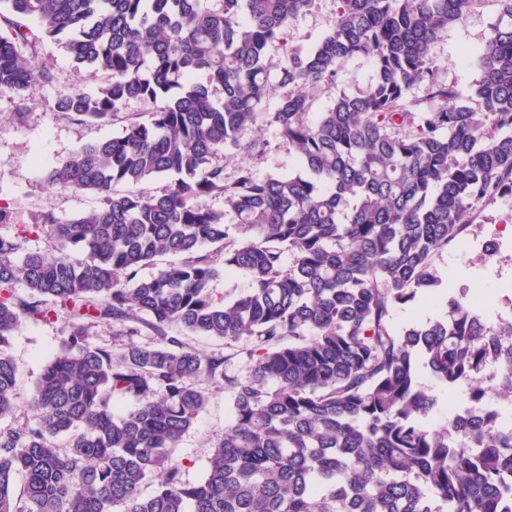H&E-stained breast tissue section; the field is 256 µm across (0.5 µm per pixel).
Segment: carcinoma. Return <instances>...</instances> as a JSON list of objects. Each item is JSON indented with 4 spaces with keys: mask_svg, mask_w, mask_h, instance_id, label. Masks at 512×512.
I'll list each match as a JSON object with an SVG mask.
<instances>
[{
    "mask_svg": "<svg viewBox=\"0 0 512 512\" xmlns=\"http://www.w3.org/2000/svg\"><path fill=\"white\" fill-rule=\"evenodd\" d=\"M220 2L0 0V96L52 82L35 66L47 40L101 77L60 91L54 111L102 125L130 100L157 104L43 170L46 188L89 192L97 207L41 210L0 233V418L19 409L13 333L68 322L24 424L0 427V512H512V425L496 414L470 433L451 416L428 424L437 399L420 382L426 371L464 384L475 404L492 368L512 405V321L491 329L449 294L443 318L392 322L438 292L434 256L477 209L512 197V0H498L465 102L430 50L474 0H336L307 50L289 29L314 0ZM355 57L371 64L369 85L308 120L314 90L336 86ZM423 82L441 106L413 112ZM260 121L298 171L259 179L241 162L226 182L224 154L263 151L242 141ZM156 177L169 180L162 194L140 189ZM216 195L222 211L207 204ZM33 236L52 246L30 249ZM166 255L181 260L139 276ZM236 270L248 292L216 301L212 282ZM100 324L122 326L119 352L91 341ZM173 325L248 338L246 375L225 374L223 353L169 335ZM143 326L152 336L137 341ZM205 381L224 382L232 409L189 481L173 453L206 407ZM117 398L134 406L117 413Z\"/></svg>",
    "mask_w": 512,
    "mask_h": 512,
    "instance_id": "obj_1",
    "label": "carcinoma"
}]
</instances>
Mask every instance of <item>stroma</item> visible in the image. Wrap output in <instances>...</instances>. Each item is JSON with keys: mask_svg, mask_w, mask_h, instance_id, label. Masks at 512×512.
Wrapping results in <instances>:
<instances>
[{"mask_svg": "<svg viewBox=\"0 0 512 512\" xmlns=\"http://www.w3.org/2000/svg\"><path fill=\"white\" fill-rule=\"evenodd\" d=\"M336 13V0H316L315 6L296 18L291 25L294 47H313L328 32ZM499 13L497 0H477L467 19L449 28L434 42L431 58L441 81L453 85L461 97H469L479 77L476 54L491 34ZM38 63L56 77L54 83L38 87L27 99L0 96V199L9 202L19 225L27 224L33 212L52 209L57 216L69 218L96 204L83 192L46 190L41 182L43 167L67 157L79 144L119 133L131 121H144L154 105L132 100L107 124H80L55 112L50 104L57 91L68 86L89 88L94 79L76 70L67 54L50 43L38 48ZM243 140L264 142L261 157L253 160L256 177L293 172L295 156L279 137L275 127L260 123L242 133ZM500 233L501 253L486 257L475 253L469 265L454 261L455 246H448L435 259L444 289L457 294H472L486 323L496 322L507 310L496 290L512 280V198L483 206L477 220L470 224L467 240L483 238L488 232ZM66 327L65 319L51 323H24L8 348L17 366V387L28 394L45 363L55 354ZM209 402L196 426L181 440L176 458L185 460V477L200 479L207 465L209 450L224 437L230 402L223 384H208Z\"/></svg>", "mask_w": 512, "mask_h": 512, "instance_id": "35a3bbf8", "label": "stroma"}]
</instances>
